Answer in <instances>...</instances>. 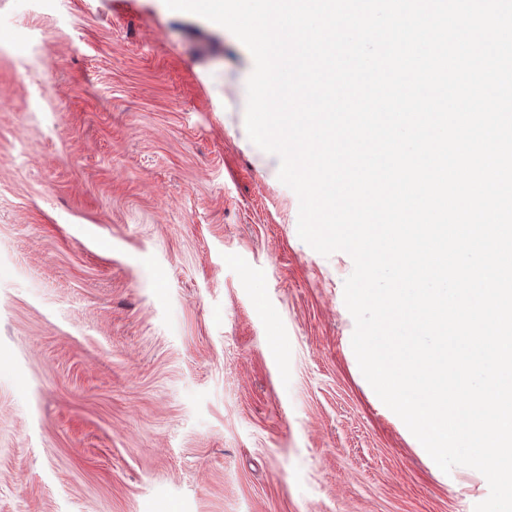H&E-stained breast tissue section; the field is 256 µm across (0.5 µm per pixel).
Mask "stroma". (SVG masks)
<instances>
[{"label":"stroma","mask_w":512,"mask_h":512,"mask_svg":"<svg viewBox=\"0 0 512 512\" xmlns=\"http://www.w3.org/2000/svg\"><path fill=\"white\" fill-rule=\"evenodd\" d=\"M1 34L0 512H474L359 369L239 39L164 0H0Z\"/></svg>","instance_id":"obj_1"}]
</instances>
